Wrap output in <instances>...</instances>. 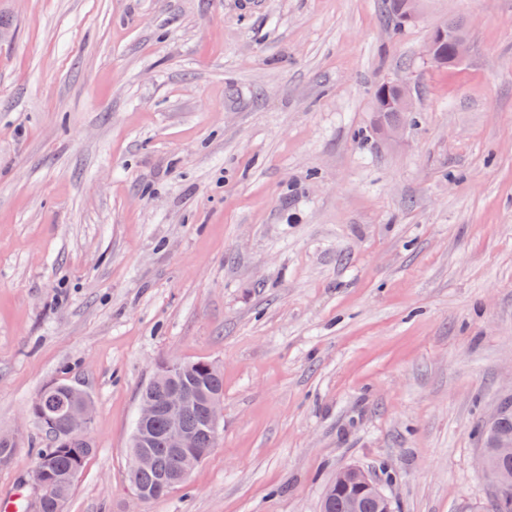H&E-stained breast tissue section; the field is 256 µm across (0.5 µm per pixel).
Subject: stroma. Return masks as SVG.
<instances>
[{"mask_svg":"<svg viewBox=\"0 0 512 512\" xmlns=\"http://www.w3.org/2000/svg\"><path fill=\"white\" fill-rule=\"evenodd\" d=\"M0 0V491L35 512L48 383L95 444L64 512H479L512 408V0ZM468 22L452 67L433 28ZM405 81L416 119L374 125ZM224 373L217 447L135 505L138 393ZM49 402L63 408L71 405L93 406L92 400L85 392L66 384L52 383L42 388L30 405V414L35 421L41 420L44 406ZM478 431L484 438L485 448H483V451L488 456L491 467L497 470L510 471L512 476V435H510L512 434V413L507 411L502 415L496 428L481 426ZM497 434H509L510 436H497L493 442V448H491L492 441ZM495 448L499 457L511 460L500 461L495 456ZM485 454L480 457V467L482 470L490 472ZM331 486L339 490L341 488H357L370 491L384 504L382 512H393L389 497L381 490L372 476L360 467H345L336 472Z\"/></svg>","mask_w":512,"mask_h":512,"instance_id":"stroma-1","label":"stroma"}]
</instances>
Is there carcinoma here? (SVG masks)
Listing matches in <instances>:
<instances>
[{"instance_id":"cac0c4a2","label":"carcinoma","mask_w":512,"mask_h":512,"mask_svg":"<svg viewBox=\"0 0 512 512\" xmlns=\"http://www.w3.org/2000/svg\"><path fill=\"white\" fill-rule=\"evenodd\" d=\"M175 387L199 400L213 392L224 393V376L219 368L209 362L200 361L197 368L189 373L152 378L142 389L140 396L161 399ZM49 402L64 408L72 405H93L85 392L66 384L52 383L42 388L30 405V414L35 421L41 420L44 406ZM185 425L188 433L197 439L196 447H212L202 433V417L197 408L191 407L187 410ZM43 430L48 436V444L38 449L36 468L45 472L52 485V492L43 500L39 512H61V506L70 496L77 475L94 451V444L88 438L87 431L68 432L61 420L52 427H43ZM166 431L167 419L162 411L156 412L144 427H135L131 447L141 446L147 449L152 456L153 466L149 470L129 466L127 479L130 486L151 491L161 483L176 480V459L166 444ZM478 431L484 438L483 451L488 456L491 467L512 472V460H499L491 448L496 435L512 434V413L508 411L502 415L497 427L481 426Z\"/></svg>"}]
</instances>
